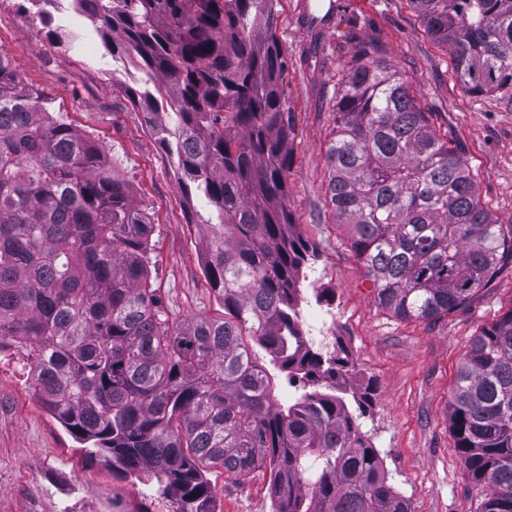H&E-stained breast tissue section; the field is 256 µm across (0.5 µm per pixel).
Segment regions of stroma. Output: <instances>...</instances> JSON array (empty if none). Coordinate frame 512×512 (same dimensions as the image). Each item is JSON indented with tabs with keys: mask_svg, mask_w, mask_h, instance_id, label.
<instances>
[{
	"mask_svg": "<svg viewBox=\"0 0 512 512\" xmlns=\"http://www.w3.org/2000/svg\"><path fill=\"white\" fill-rule=\"evenodd\" d=\"M280 0L276 34L287 67L284 108L291 129L288 205L294 230L318 260L300 283L301 309L336 317L334 335L307 328L315 343L348 354L355 385L369 391L361 428L379 451L394 489L411 512H477L479 496L464 473L448 419L460 358L488 322L512 308V264L501 268L466 307L434 320L403 321L374 301L372 285L333 224L326 201V150L346 64L359 42L413 86L423 111L472 170L483 203L512 221V90L468 93L446 51L410 0ZM326 16L311 40L302 9ZM49 31L24 0H0V49L15 72L46 100L53 116L91 136L129 183L151 224L152 277L172 321L216 313L204 273L207 231L194 223L175 164L147 129L124 86L133 72L113 62L83 17L57 15ZM209 479L216 512H272L263 472L237 480L222 469ZM169 512L168 500L122 480L89 459L42 403L16 355L0 353V512Z\"/></svg>",
	"mask_w": 512,
	"mask_h": 512,
	"instance_id": "35a3bbf8",
	"label": "stroma"
}]
</instances>
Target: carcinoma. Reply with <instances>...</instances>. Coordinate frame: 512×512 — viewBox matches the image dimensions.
<instances>
[{
  "label": "carcinoma",
  "instance_id": "obj_1",
  "mask_svg": "<svg viewBox=\"0 0 512 512\" xmlns=\"http://www.w3.org/2000/svg\"><path fill=\"white\" fill-rule=\"evenodd\" d=\"M468 92L512 87V0H410ZM176 163L208 230L221 314L171 322L152 285L153 225L98 144L47 112L0 50V353L33 365L42 402L92 458L171 512H215L206 469L269 470L273 512H410L357 411L350 362L314 348L298 283L317 261L290 233L279 0H73ZM327 199L375 302L432 320L512 263V224L437 133L411 84L363 44L336 101ZM302 393L276 407L267 368ZM479 512H512V308L462 355L448 402Z\"/></svg>",
  "mask_w": 512,
  "mask_h": 512
}]
</instances>
